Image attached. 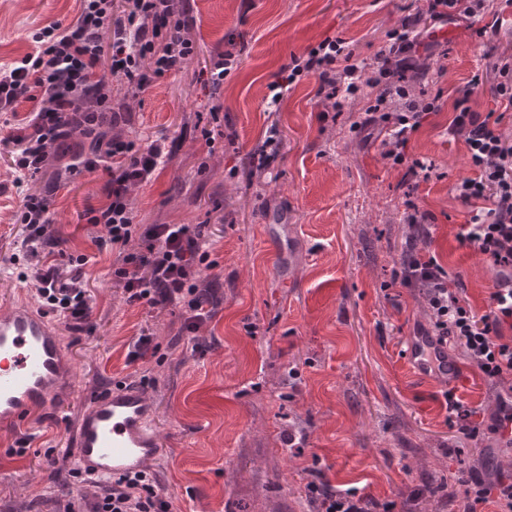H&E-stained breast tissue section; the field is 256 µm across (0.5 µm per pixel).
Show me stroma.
<instances>
[{
  "instance_id": "stroma-1",
  "label": "stroma",
  "mask_w": 512,
  "mask_h": 512,
  "mask_svg": "<svg viewBox=\"0 0 512 512\" xmlns=\"http://www.w3.org/2000/svg\"><path fill=\"white\" fill-rule=\"evenodd\" d=\"M423 0H190L197 54L187 68L132 98L125 136L165 135L174 148L153 180L130 194L140 224H200L211 243L222 303L201 334L208 349L191 353L180 309L127 303L111 279L117 255L98 250L100 228L87 209L105 203L104 170L70 177L53 197L51 231L63 255L83 253L93 335H65L83 398L20 429L0 428V512H53L63 481L53 471L74 466V431L85 396L102 382L142 387L155 407L163 446L145 468L171 498L175 512H316L309 482L352 488L396 502L400 512H461L466 482L512 472V450L499 435L465 440L448 411L446 391L489 417L512 386L494 383L457 357L455 384L404 366L403 349L430 314L419 291L395 273L409 245L429 250L464 288L478 313L496 285L489 258L460 246L456 234L469 207L452 187L471 176L463 139L448 132L458 97L473 111L496 109L489 85L468 88L489 67V53L512 54V7L484 36L457 28L433 56L432 83L412 90L440 95V112L411 137V158L436 175L408 190L402 171L382 156L380 137L355 130L376 92L364 88L333 118H322L315 78L305 77L272 103L270 86L291 56L325 37L348 41L356 59L375 66L388 33ZM79 0H0V69L33 52L32 36L53 22L76 21ZM238 57L220 88L206 67L216 46ZM222 104L224 134L207 145L210 109ZM281 155L272 174L251 172L247 156L270 132ZM0 149V310L19 289L26 260L11 263L23 235L14 215L25 187ZM414 199L434 221L416 237L404 220ZM160 350L132 364L128 346L141 329ZM293 434L295 446L284 437ZM27 451L17 454L18 440Z\"/></svg>"
}]
</instances>
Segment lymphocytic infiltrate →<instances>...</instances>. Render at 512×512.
I'll list each match as a JSON object with an SVG mask.
<instances>
[{
	"label": "lymphocytic infiltrate",
	"mask_w": 512,
	"mask_h": 512,
	"mask_svg": "<svg viewBox=\"0 0 512 512\" xmlns=\"http://www.w3.org/2000/svg\"><path fill=\"white\" fill-rule=\"evenodd\" d=\"M489 12L487 0H426L423 11L408 15L389 33L391 42L377 69L355 63L353 52L339 38L328 37L306 56L291 57L282 68L273 90L292 85L302 76L315 77L316 94L331 111L344 108V97L362 88L376 89L375 102L358 129L378 128L383 157L403 169L407 180H429L432 168L410 158L411 136L431 115L440 112L438 98L413 94L408 74H420L416 52L429 29L456 23L474 29ZM194 24L185 0H80V13L70 25L51 23L33 36L35 50L5 71H0V125L8 127L0 147L8 149L16 171L36 176L42 172L66 130L75 126L86 135L116 125L126 115L112 108V84L138 94L160 78L182 72L195 53L188 36ZM494 98L501 112L472 111L457 100L448 125L451 135L462 137L472 176L461 179L453 190L462 204L475 207L469 223L461 225L460 245L492 259L496 288L486 313L471 306L463 289L449 288L448 273L429 253L409 248L401 263L405 287L421 289L430 311L425 333L453 347L492 380L512 377V135L500 129L503 112L512 110V56L493 65ZM35 101L24 128L11 125L9 114L20 101ZM166 136L141 141L120 135L103 141L90 157H73L64 172L54 173L47 192L26 194L17 221L27 232L18 252L29 260L23 280L32 282L43 305L59 313L70 331H86L90 304L80 275L64 276L48 258L56 246L49 233L50 193L62 185L63 173L102 168L108 172L107 201L90 209L87 223L99 227L97 246L122 250L120 264L112 269V281L127 300L150 308L181 306L182 333L195 351H202L199 332L215 315L217 291L201 287V270L215 266L211 246L201 228L188 224H150L140 227L130 206L133 187L151 181L169 155ZM142 250L128 251L133 239ZM310 496L319 498V512H378L376 502L356 492H338L309 484ZM463 512H477V505L496 500L500 512H512V475L473 477L466 490ZM173 505L153 476L142 471L101 485L85 512H172Z\"/></svg>",
	"instance_id": "1"
}]
</instances>
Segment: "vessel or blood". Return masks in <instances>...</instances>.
Listing matches in <instances>:
<instances>
[{"instance_id":"obj_1","label":"vessel or blood","mask_w":512,"mask_h":512,"mask_svg":"<svg viewBox=\"0 0 512 512\" xmlns=\"http://www.w3.org/2000/svg\"><path fill=\"white\" fill-rule=\"evenodd\" d=\"M404 357L414 371L430 369L445 380L457 372L447 345L410 337ZM79 389L73 357L52 318L28 297L0 311V426L18 428L36 412L52 413ZM152 410L141 389L113 386L90 398L75 427L76 463L100 481L141 471L160 449Z\"/></svg>"}]
</instances>
